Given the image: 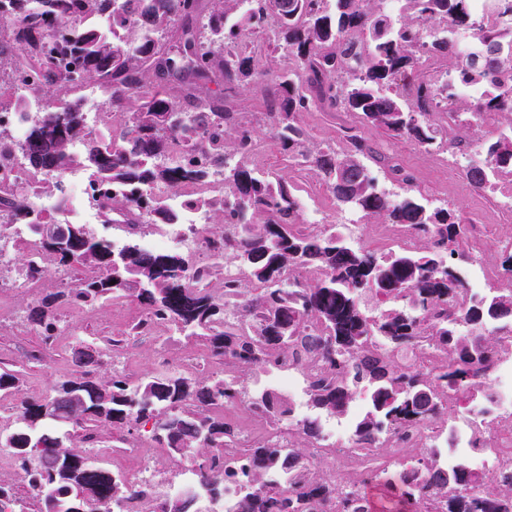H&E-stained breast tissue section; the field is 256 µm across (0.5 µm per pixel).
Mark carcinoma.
<instances>
[{"instance_id":"obj_1","label":"carcinoma","mask_w":512,"mask_h":512,"mask_svg":"<svg viewBox=\"0 0 512 512\" xmlns=\"http://www.w3.org/2000/svg\"><path fill=\"white\" fill-rule=\"evenodd\" d=\"M275 20L273 48L286 63L273 75L256 70L238 48L242 37ZM472 36L473 51L448 42ZM454 60L453 69L419 79L425 56ZM482 89L478 97L448 92L444 82ZM266 81L262 100L270 135L288 158L313 170L337 209L361 218L407 224L428 246L415 251L355 247L339 230L303 228L295 187L246 161L256 131L224 106L235 86ZM95 83L109 101L93 133L75 95ZM169 91H160L156 85ZM340 106L366 126L424 149L439 145L433 112L512 115V0H8L0 3V112L36 109L21 138L0 123V243L21 253L16 274L29 281L57 268L82 272L74 288L48 292L27 319L45 342L60 331L61 310L134 297L144 307L134 329L160 321L204 345L206 359H228L265 371L323 363L309 380L306 402L317 414L345 415L357 393L367 408L354 420L352 445L372 468L367 481L329 480L319 473L317 421L295 430L300 445L282 436L290 409L273 389L250 390L234 375L212 381L178 371L132 377L101 374L107 349L77 340L70 347L76 377L56 382L38 399L19 400L13 424L0 427V451L13 459L40 512H198V500L164 498L152 488L98 463L90 454L98 430L152 423L150 438L175 461L189 460L204 494L218 503L224 480L241 486L230 512H323L333 503L354 512H512V482L471 469L460 459L448 469L436 448L398 463L379 464L384 439L424 428L434 443L456 411L485 395L477 383L503 353L498 325L512 322V288L467 298L452 259L465 234L454 209L431 208L410 179L390 192L352 151L311 150L295 114ZM234 133L231 163L225 137ZM483 160L464 168L477 192L512 185V122L482 148ZM87 174L99 211L145 231L181 223L182 212L218 217L220 230L202 225L214 262L201 267L191 250H147L131 242L119 250L83 224L54 222L36 207L53 197L64 175ZM181 198L174 208L170 198ZM262 216L253 223L250 212ZM224 292L207 281L223 262ZM316 276L303 281L299 273ZM256 285L243 288V280ZM440 353L425 368L417 352ZM20 392V378L0 369V394ZM249 405L274 431L239 448L226 420L231 407ZM0 507L26 512L0 485Z\"/></svg>"}]
</instances>
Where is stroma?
I'll return each instance as SVG.
<instances>
[{
	"label": "stroma",
	"mask_w": 512,
	"mask_h": 512,
	"mask_svg": "<svg viewBox=\"0 0 512 512\" xmlns=\"http://www.w3.org/2000/svg\"><path fill=\"white\" fill-rule=\"evenodd\" d=\"M263 93V84L252 83L236 88L229 96L231 102L242 107L243 123L255 129L261 137L252 158L253 164L260 170L277 173L295 186L298 197L318 205L323 211L325 225L343 231L354 230L359 244L370 246L383 230L384 220L371 217L358 227H351L347 215L327 198L316 174L290 161L268 136L269 119L264 110L255 106ZM296 121L306 131L307 145L312 149L330 147L342 154L351 149L350 135H361L371 149L370 166L386 188L399 190L400 185L393 180L389 167L400 165L409 174L412 187L420 190L431 206L459 211L468 219L472 232L482 233L483 244L481 248L472 249V260L499 269L500 245L512 238V211L503 209L492 194L470 189L458 150H426L409 141L389 138L381 131L362 127L352 113L339 108L301 112ZM44 265L46 274L34 287L16 290L7 285L0 289V322L9 326L8 331L0 332V368L6 366L21 372L22 391L26 397L40 398L54 382L76 375L77 367L69 354L76 338L119 340V364L136 376L181 369L184 359L202 352V344L195 340L133 334L131 327L141 316L142 308L132 298L63 310L61 336L52 344H43L36 329L27 321L26 311L35 298L57 286L53 274L54 258L46 257Z\"/></svg>",
	"instance_id": "35a3bbf8"
}]
</instances>
